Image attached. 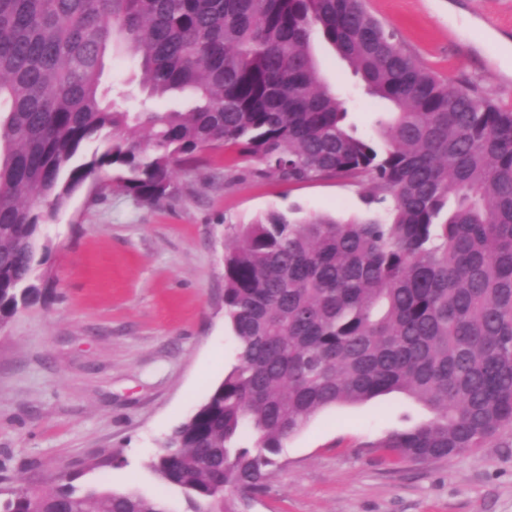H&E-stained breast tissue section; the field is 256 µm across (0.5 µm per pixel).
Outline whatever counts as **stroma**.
Instances as JSON below:
<instances>
[{
  "mask_svg": "<svg viewBox=\"0 0 512 512\" xmlns=\"http://www.w3.org/2000/svg\"><path fill=\"white\" fill-rule=\"evenodd\" d=\"M427 71L512 109V0H365ZM323 80L347 98L358 133L381 103L362 96L321 39ZM223 149L181 165L179 195L146 205L99 174L44 227L40 298L0 329V488L47 490L58 474L84 490L183 493L148 467L165 436L235 361L224 319V247L270 210L346 220L368 188L327 178L285 184ZM428 412L401 394L316 413L285 444L249 512H512V436L455 456L407 462L377 449ZM120 454L122 466L110 459Z\"/></svg>",
  "mask_w": 512,
  "mask_h": 512,
  "instance_id": "35a3bbf8",
  "label": "stroma"
}]
</instances>
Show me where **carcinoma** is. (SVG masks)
<instances>
[{
	"instance_id": "obj_1",
	"label": "carcinoma",
	"mask_w": 512,
	"mask_h": 512,
	"mask_svg": "<svg viewBox=\"0 0 512 512\" xmlns=\"http://www.w3.org/2000/svg\"><path fill=\"white\" fill-rule=\"evenodd\" d=\"M321 36L368 98L383 143L321 79ZM119 44L141 105L102 85ZM0 328L39 296L44 226L115 172L153 205L175 164L223 148L282 183L368 184L369 216L298 209L240 224L224 251L236 360L172 428L149 468L188 512H247L285 443L318 411L399 393L427 420L377 447L447 458L512 433V110L427 72L363 0H0ZM94 144L91 156L84 148ZM0 512H168L160 497L0 492Z\"/></svg>"
}]
</instances>
